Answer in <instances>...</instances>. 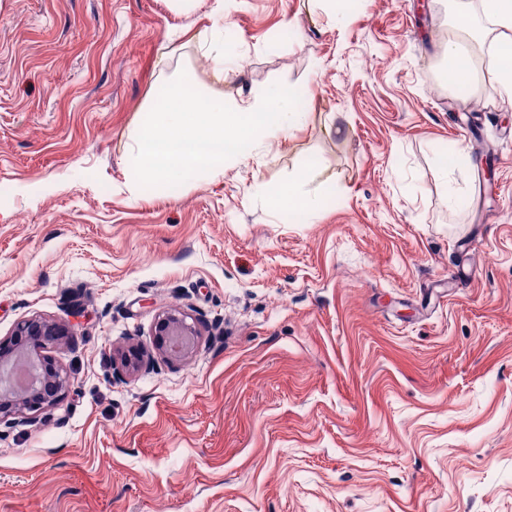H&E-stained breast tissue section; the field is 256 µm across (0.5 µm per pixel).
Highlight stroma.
I'll return each mask as SVG.
<instances>
[{
    "instance_id": "obj_1",
    "label": "stroma",
    "mask_w": 512,
    "mask_h": 512,
    "mask_svg": "<svg viewBox=\"0 0 512 512\" xmlns=\"http://www.w3.org/2000/svg\"><path fill=\"white\" fill-rule=\"evenodd\" d=\"M458 9L0 0V338L71 330L64 398L0 431V512H512V101L445 81L427 32ZM182 72L303 90L308 119L130 201L134 117ZM300 173L323 198L295 222L264 188ZM175 308L199 336L166 362ZM198 39L209 45V51L216 52L214 57L213 75L218 81L224 80V29L213 25L210 30L205 29L198 33ZM191 318L184 311L173 309L158 315L154 331L158 340V348L162 354L169 358L171 355H181L187 352L191 347V336H198L194 323L188 322ZM175 336H184L187 343L176 345L174 343Z\"/></svg>"
}]
</instances>
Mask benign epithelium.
Listing matches in <instances>:
<instances>
[{
    "instance_id": "1",
    "label": "benign epithelium",
    "mask_w": 512,
    "mask_h": 512,
    "mask_svg": "<svg viewBox=\"0 0 512 512\" xmlns=\"http://www.w3.org/2000/svg\"><path fill=\"white\" fill-rule=\"evenodd\" d=\"M188 319L189 315L178 309L158 315L154 331L159 350L165 357L181 355L190 349L189 342L183 345L174 343L176 336L189 339L197 335L195 325ZM63 333L61 325L32 317L18 322L10 335L0 339L1 369H6L22 353L36 356L41 369L37 384L22 391L4 388L3 376L0 375V419L9 416L27 419L29 415L56 404L67 392L70 385L68 373L43 354L55 337Z\"/></svg>"
}]
</instances>
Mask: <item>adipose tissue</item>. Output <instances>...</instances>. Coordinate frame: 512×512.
Masks as SVG:
<instances>
[{
	"label": "adipose tissue",
	"mask_w": 512,
	"mask_h": 512,
	"mask_svg": "<svg viewBox=\"0 0 512 512\" xmlns=\"http://www.w3.org/2000/svg\"><path fill=\"white\" fill-rule=\"evenodd\" d=\"M482 13L475 16L461 13L456 19L459 38L448 40L443 46L442 59L449 86H457L469 79L464 38L476 39L484 32V23H492L502 30L495 49L490 50L487 70L502 89L512 96V0H481ZM270 197L281 213L310 216L321 204L318 189L310 188L305 176H298L286 183L267 188Z\"/></svg>",
	"instance_id": "adipose-tissue-1"
}]
</instances>
